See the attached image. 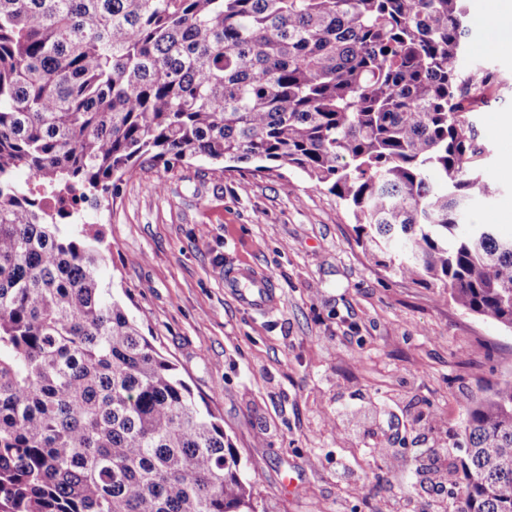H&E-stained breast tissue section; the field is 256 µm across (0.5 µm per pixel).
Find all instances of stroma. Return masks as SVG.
<instances>
[{
    "mask_svg": "<svg viewBox=\"0 0 512 512\" xmlns=\"http://www.w3.org/2000/svg\"><path fill=\"white\" fill-rule=\"evenodd\" d=\"M463 62L497 75L471 111L493 192L468 221L490 224L512 216V143L497 134L512 51L472 34ZM84 216L105 236L101 279L219 417L261 512H456L446 476L469 405L508 376L511 333L375 266L342 203L295 169L146 162ZM238 268L277 308L240 301L224 283Z\"/></svg>",
    "mask_w": 512,
    "mask_h": 512,
    "instance_id": "1",
    "label": "stroma"
}]
</instances>
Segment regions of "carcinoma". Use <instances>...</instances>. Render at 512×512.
I'll list each match as a JSON object with an SVG mask.
<instances>
[{"label":"carcinoma","mask_w":512,"mask_h":512,"mask_svg":"<svg viewBox=\"0 0 512 512\" xmlns=\"http://www.w3.org/2000/svg\"><path fill=\"white\" fill-rule=\"evenodd\" d=\"M464 0H0V512H258L224 427L102 286L69 209L137 163L288 167L375 265L512 332ZM19 168L30 179H15ZM456 512H512V380L468 408Z\"/></svg>","instance_id":"carcinoma-1"}]
</instances>
